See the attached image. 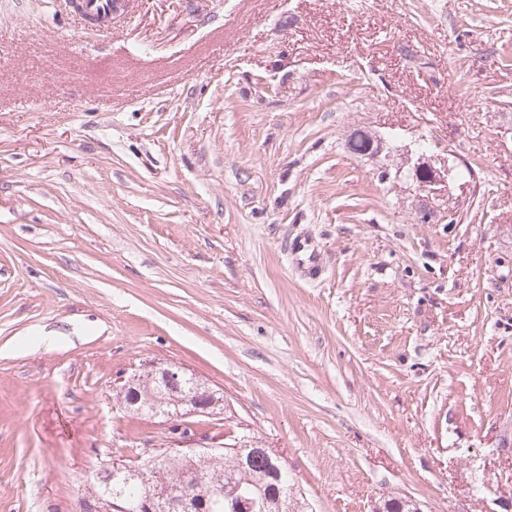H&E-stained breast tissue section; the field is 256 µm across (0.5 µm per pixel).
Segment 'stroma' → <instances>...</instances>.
Segmentation results:
<instances>
[{
    "label": "stroma",
    "instance_id": "35a3bbf8",
    "mask_svg": "<svg viewBox=\"0 0 512 512\" xmlns=\"http://www.w3.org/2000/svg\"><path fill=\"white\" fill-rule=\"evenodd\" d=\"M423 138L457 223L380 178ZM151 360L313 512H512V0H0V512L165 447L113 389Z\"/></svg>",
    "mask_w": 512,
    "mask_h": 512
}]
</instances>
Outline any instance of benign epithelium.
Listing matches in <instances>:
<instances>
[{"label":"benign epithelium","instance_id":"7a95c632","mask_svg":"<svg viewBox=\"0 0 512 512\" xmlns=\"http://www.w3.org/2000/svg\"><path fill=\"white\" fill-rule=\"evenodd\" d=\"M417 158L406 153L405 161L410 164L408 177L424 190L436 197H445L450 190V184L456 179V164L451 161L455 153L450 148L444 149L447 158L438 163V157L427 154V151L416 149ZM187 373L183 367L169 362H150L140 366L135 372L122 380L119 388L120 395L139 387L149 388L155 382H160L168 394L182 396L181 403L190 407L193 414L217 416L224 413V399L217 398L211 388L202 380H194L190 394H184L183 386ZM185 430L184 437L180 438L172 448L166 449L165 457H183L188 459L200 458L202 460L214 459L224 448L219 442H201L190 429V424L181 422L174 424V430ZM288 493L286 499L277 500L270 504L265 497L255 495L245 497L236 495L224 488V478L213 480L207 494L200 497L188 492L178 493L172 490V484L164 471H157L152 479L149 493L133 500L121 493L113 495L112 508L114 512H220L224 508V500L233 502L231 509L235 512H278L295 510L298 502V490L293 483L286 484Z\"/></svg>","mask_w":512,"mask_h":512}]
</instances>
